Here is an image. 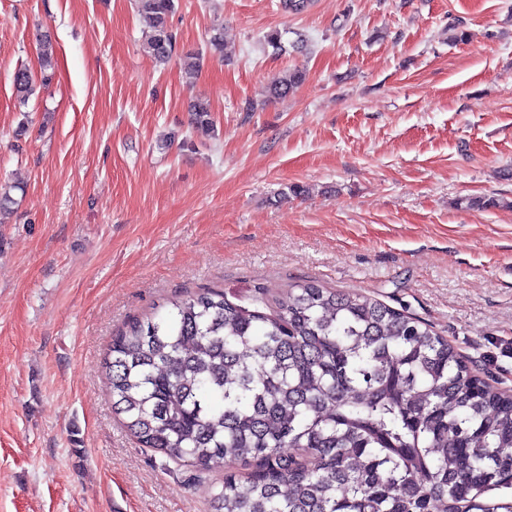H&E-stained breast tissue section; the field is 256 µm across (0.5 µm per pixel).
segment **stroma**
<instances>
[{"instance_id": "1", "label": "stroma", "mask_w": 512, "mask_h": 512, "mask_svg": "<svg viewBox=\"0 0 512 512\" xmlns=\"http://www.w3.org/2000/svg\"><path fill=\"white\" fill-rule=\"evenodd\" d=\"M278 3L175 0L189 85L135 0H0V512H209L220 473L139 447L102 374L116 330L203 288L359 290L512 390V0ZM45 33L52 79L19 105ZM305 74L299 69L288 72V75L277 77L272 80L269 90L272 97L286 96L304 79Z\"/></svg>"}]
</instances>
